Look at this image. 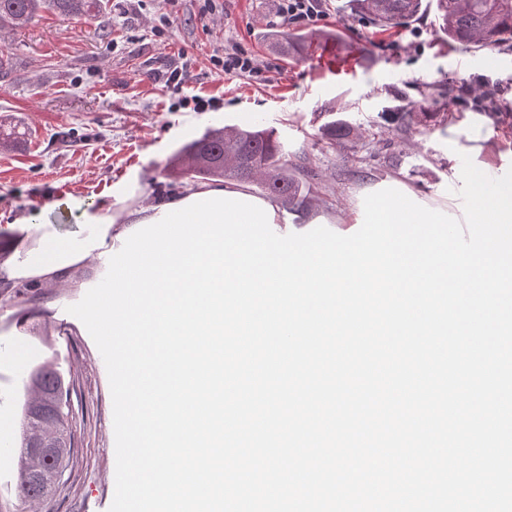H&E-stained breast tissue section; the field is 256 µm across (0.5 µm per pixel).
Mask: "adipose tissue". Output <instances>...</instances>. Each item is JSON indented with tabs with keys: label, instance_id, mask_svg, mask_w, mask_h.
Instances as JSON below:
<instances>
[{
	"label": "adipose tissue",
	"instance_id": "1",
	"mask_svg": "<svg viewBox=\"0 0 512 512\" xmlns=\"http://www.w3.org/2000/svg\"><path fill=\"white\" fill-rule=\"evenodd\" d=\"M135 193V187H128L123 195V204L118 206L108 198L95 201L70 196L64 199V210L75 214L78 223L85 227L84 234L74 240L59 237L40 214L23 216V223L30 225L39 235L41 255L37 258L18 256L0 270L4 271L10 281L30 277L50 279L90 257L100 255L105 250L107 237L112 234L113 225L125 224L132 227L159 216V208L132 207L130 201Z\"/></svg>",
	"mask_w": 512,
	"mask_h": 512
}]
</instances>
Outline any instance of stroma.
<instances>
[{"label": "stroma", "mask_w": 512, "mask_h": 512, "mask_svg": "<svg viewBox=\"0 0 512 512\" xmlns=\"http://www.w3.org/2000/svg\"><path fill=\"white\" fill-rule=\"evenodd\" d=\"M323 27L335 64L312 53L282 54L270 36L281 30L276 0H229L216 19L198 15L197 0H109L92 18L42 11L25 27L0 31L10 66L0 77V117L23 131L18 146L0 145V263L33 250L34 231L15 226L38 211L56 233L80 237L83 225L56 208L72 195H122L138 185L142 202L178 197L184 189L167 171L187 142L215 128L260 124L275 129L285 150H309L312 203L281 211L276 234L323 226L340 235L360 228L366 195L401 191L415 203L463 219L456 191L461 154L489 173L512 166V48L448 44L434 9L399 29L382 31L355 13L349 0H328ZM172 24L154 26L160 14ZM238 45L278 66L267 80L216 70L213 55ZM192 58L182 90L154 81L179 52ZM501 89L492 118L475 103L438 95L441 87ZM216 98L205 112L176 108L179 96ZM392 112L458 113L457 121L415 125L404 133ZM344 120L367 130L358 149L321 148V125ZM369 156L359 164V156ZM105 275L97 261L70 277L0 288V512H108L115 488L113 402L105 366L83 323L67 311ZM63 363L70 385L73 448L55 491L20 501L8 449L20 446L21 366Z\"/></svg>", "instance_id": "1"}]
</instances>
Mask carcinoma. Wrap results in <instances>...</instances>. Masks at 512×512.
<instances>
[{
	"label": "carcinoma",
	"instance_id": "carcinoma-1",
	"mask_svg": "<svg viewBox=\"0 0 512 512\" xmlns=\"http://www.w3.org/2000/svg\"><path fill=\"white\" fill-rule=\"evenodd\" d=\"M356 10L382 30L396 28L425 8L423 0H353ZM105 7L103 0H0V29L21 27L39 11L64 17L95 16ZM439 26L449 43L474 48H494L512 42V0H436ZM275 43L300 53L309 45L308 35L273 34ZM363 134L345 123L322 127L319 141L333 147ZM170 171L191 181H235L257 184L288 211L310 204L312 168L306 152L288 158L275 130L258 126L213 129L181 148L169 162ZM25 387L32 396L21 405L22 437L19 470L44 467L29 456L27 447L54 438L58 442L56 462L66 468L71 448L70 389L46 361L28 375Z\"/></svg>",
	"mask_w": 512,
	"mask_h": 512
}]
</instances>
